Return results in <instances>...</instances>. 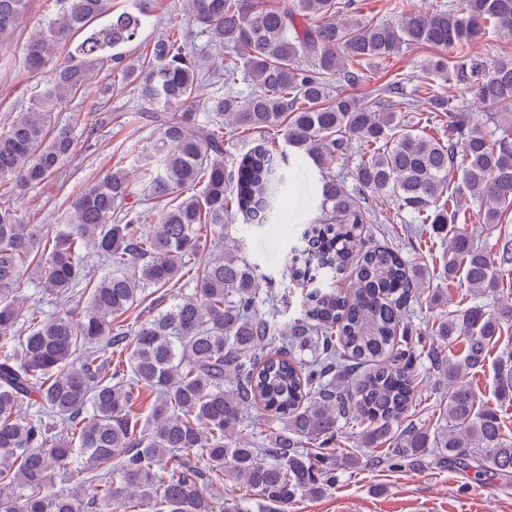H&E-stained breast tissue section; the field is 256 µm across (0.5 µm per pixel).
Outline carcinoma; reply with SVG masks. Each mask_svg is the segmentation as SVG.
I'll return each instance as SVG.
<instances>
[{
	"label": "carcinoma",
	"instance_id": "obj_1",
	"mask_svg": "<svg viewBox=\"0 0 512 512\" xmlns=\"http://www.w3.org/2000/svg\"><path fill=\"white\" fill-rule=\"evenodd\" d=\"M50 2L56 11L31 35L27 64L44 67L61 46L67 59L34 107L0 130V184L18 195L38 187L76 152L77 128L97 131L104 101L65 117L60 105L105 68L153 107L159 136L137 167L153 173L148 199L165 206L126 208L136 182L118 168L72 197L65 228L49 234L0 194V512H242L241 501L211 494L228 479L265 512H287L336 480L329 455L302 442L337 447L341 422L360 428L372 454L391 444L378 461L392 469L429 455L460 463L470 448L484 472L511 476L512 437L495 409L477 405L462 370L482 363L512 320L498 275L512 266V232L489 246L458 221L466 199L485 224L504 223L512 210V113L499 111L512 102V59L489 63L470 51L491 29L512 33V0L432 11L398 3L391 22L350 18L355 0H188L193 25L215 48L204 71L188 34L151 41L143 57L124 51L153 0H134V13L112 10V0ZM27 4L0 0V42ZM413 45L443 51L428 74L471 91L491 132L433 88L429 112L447 119L448 136L410 128L401 73L362 96L330 95L336 79L354 89L371 82L361 62ZM240 76L245 92L235 90ZM206 86L215 94L201 121L195 104ZM226 126L260 134L237 159L235 180L225 173ZM356 139L360 158L333 171ZM292 157L320 171L322 217L288 268L313 290L300 316L283 321L272 284L262 286L258 267L229 244L228 228L238 211L251 224L280 218L281 165ZM373 198L448 232V281L478 299L498 297L495 312L476 302L439 318L435 335L465 343L460 362L411 338L409 301L428 270L355 234L372 223ZM353 262L356 287L343 295L331 280ZM30 269L65 312L19 306ZM146 301L147 314L128 317ZM280 334L287 354L268 351ZM423 354L448 379V426L410 425L396 436ZM144 392L152 400L142 418L134 406ZM495 392L512 400V358L498 364ZM257 407L283 427L245 424ZM57 467L78 477L66 492L54 490Z\"/></svg>",
	"mask_w": 512,
	"mask_h": 512
}]
</instances>
